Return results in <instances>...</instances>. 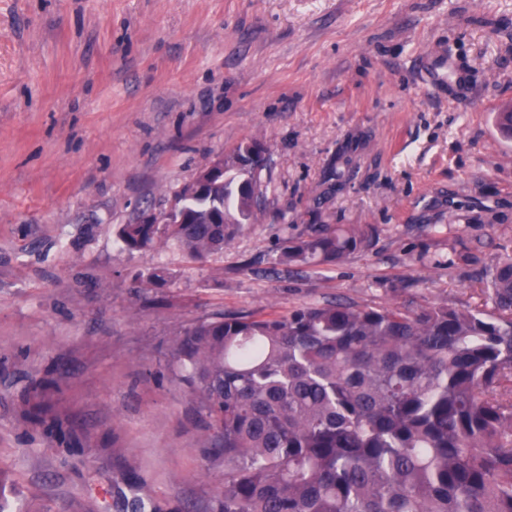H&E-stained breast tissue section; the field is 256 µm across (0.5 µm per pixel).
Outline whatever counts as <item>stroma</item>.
<instances>
[{
	"mask_svg": "<svg viewBox=\"0 0 512 512\" xmlns=\"http://www.w3.org/2000/svg\"><path fill=\"white\" fill-rule=\"evenodd\" d=\"M446 54L462 84L430 90ZM512 0H0V490L11 512H210L224 459L168 362L214 314L489 308L512 254ZM267 152L258 223L200 264L123 251L213 156ZM370 247L272 271L285 226ZM167 267L150 290L133 270Z\"/></svg>",
	"mask_w": 512,
	"mask_h": 512,
	"instance_id": "obj_1",
	"label": "stroma"
}]
</instances>
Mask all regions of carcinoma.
<instances>
[{"label":"carcinoma","mask_w":512,"mask_h":512,"mask_svg":"<svg viewBox=\"0 0 512 512\" xmlns=\"http://www.w3.org/2000/svg\"><path fill=\"white\" fill-rule=\"evenodd\" d=\"M212 163L164 223L121 225L124 248L202 261L257 223L263 146L242 142ZM372 235L369 224H306L274 264L341 263ZM135 279L172 284L163 266ZM486 292L489 311L334 301L185 328L170 363L224 458L215 512H512V256Z\"/></svg>","instance_id":"carcinoma-1"}]
</instances>
